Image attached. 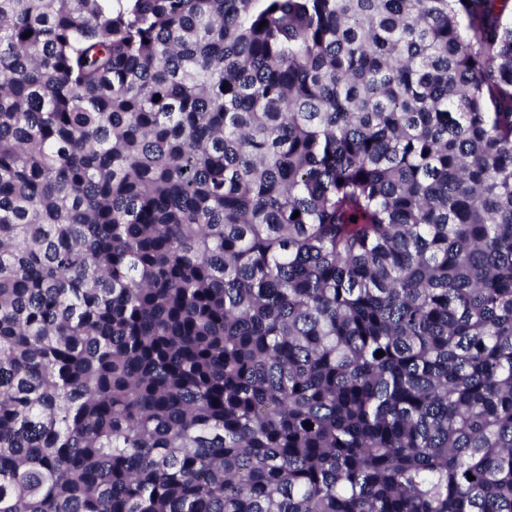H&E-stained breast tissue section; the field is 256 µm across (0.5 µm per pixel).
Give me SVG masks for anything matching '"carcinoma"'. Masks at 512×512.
<instances>
[{
  "label": "carcinoma",
  "instance_id": "cac0c4a2",
  "mask_svg": "<svg viewBox=\"0 0 512 512\" xmlns=\"http://www.w3.org/2000/svg\"><path fill=\"white\" fill-rule=\"evenodd\" d=\"M505 2L0 0V512H512Z\"/></svg>",
  "mask_w": 512,
  "mask_h": 512
}]
</instances>
